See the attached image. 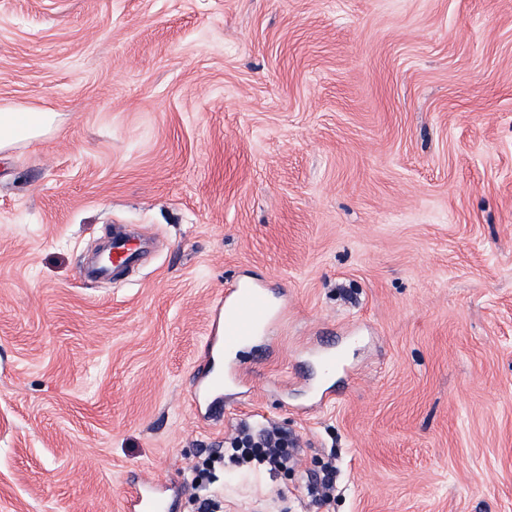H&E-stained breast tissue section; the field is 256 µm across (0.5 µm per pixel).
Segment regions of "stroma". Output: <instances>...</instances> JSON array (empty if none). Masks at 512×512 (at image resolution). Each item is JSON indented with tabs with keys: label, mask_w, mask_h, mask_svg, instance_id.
<instances>
[{
	"label": "stroma",
	"mask_w": 512,
	"mask_h": 512,
	"mask_svg": "<svg viewBox=\"0 0 512 512\" xmlns=\"http://www.w3.org/2000/svg\"><path fill=\"white\" fill-rule=\"evenodd\" d=\"M6 105L62 125L0 151V512H122L139 476L192 512L243 423L300 452L208 472L223 512H512V0H0ZM115 227L150 252L79 278ZM241 280L281 316L209 424ZM332 460L336 458L331 455L330 461L320 466L315 479L308 484L309 493L321 502L330 500L336 487V465Z\"/></svg>",
	"instance_id": "35a3bbf8"
}]
</instances>
